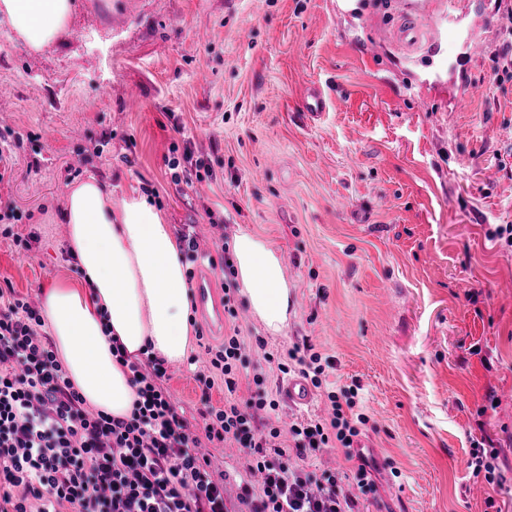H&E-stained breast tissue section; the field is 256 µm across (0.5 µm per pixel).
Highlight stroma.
<instances>
[{
  "label": "stroma",
  "instance_id": "1",
  "mask_svg": "<svg viewBox=\"0 0 512 512\" xmlns=\"http://www.w3.org/2000/svg\"><path fill=\"white\" fill-rule=\"evenodd\" d=\"M75 2L37 53L0 23V213L28 214L0 235V284L36 302L78 279L62 213L82 177L148 192L204 248L253 233L282 256L293 307L283 333L254 317L240 333L308 341L330 388L361 384L362 443L385 465L371 512H512V247L488 235L512 224V81L487 80L500 0H470L487 43L455 104L423 94L429 67L395 40L404 0ZM310 85L327 96L315 120ZM188 136L216 180L175 184ZM168 374L198 424L191 366ZM477 446L503 486L473 477Z\"/></svg>",
  "mask_w": 512,
  "mask_h": 512
}]
</instances>
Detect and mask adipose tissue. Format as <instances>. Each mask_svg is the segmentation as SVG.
<instances>
[{
    "instance_id": "adipose-tissue-1",
    "label": "adipose tissue",
    "mask_w": 512,
    "mask_h": 512,
    "mask_svg": "<svg viewBox=\"0 0 512 512\" xmlns=\"http://www.w3.org/2000/svg\"><path fill=\"white\" fill-rule=\"evenodd\" d=\"M74 11V0H0V22L32 52L63 40ZM62 220L81 279L43 288L41 309L75 389L94 409L124 418L136 389L113 342L131 359L149 352L168 363L193 348L184 255L159 205L144 195L113 199L93 176L72 184ZM232 256L253 314L282 332L290 291L281 257L248 232L235 235Z\"/></svg>"
}]
</instances>
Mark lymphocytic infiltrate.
Wrapping results in <instances>:
<instances>
[{
	"label": "lymphocytic infiltrate",
	"mask_w": 512,
	"mask_h": 512,
	"mask_svg": "<svg viewBox=\"0 0 512 512\" xmlns=\"http://www.w3.org/2000/svg\"><path fill=\"white\" fill-rule=\"evenodd\" d=\"M281 374L322 388V356L296 343L283 357L267 352ZM208 361L194 377L201 392V431L192 430L165 382L163 360L128 362L137 398L129 417L90 410L58 358L38 308L0 287V512H360L376 497L373 465L354 445L367 425L356 412L359 388L327 392L331 414L272 426L279 407L267 375L254 371L248 397H237L248 364L243 336L205 344ZM223 382L228 397L214 407L209 392ZM292 441L284 449V441ZM236 444L259 484L229 494L226 476L204 449ZM342 448L351 471L316 473L303 459Z\"/></svg>",
	"instance_id": "obj_1"
}]
</instances>
